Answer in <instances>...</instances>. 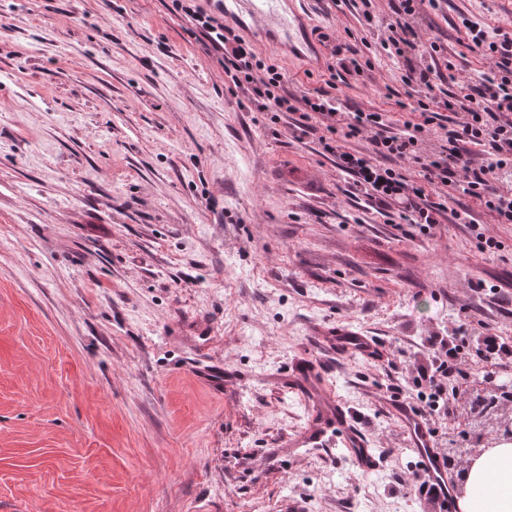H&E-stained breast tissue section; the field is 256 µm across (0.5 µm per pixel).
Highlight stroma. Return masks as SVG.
I'll return each mask as SVG.
<instances>
[{
	"instance_id": "35a3bbf8",
	"label": "stroma",
	"mask_w": 512,
	"mask_h": 512,
	"mask_svg": "<svg viewBox=\"0 0 512 512\" xmlns=\"http://www.w3.org/2000/svg\"><path fill=\"white\" fill-rule=\"evenodd\" d=\"M465 16L512 32V0L412 24L453 59ZM304 17L315 53L253 42L298 95L369 35L351 0ZM370 59L335 95L401 126L420 53ZM241 98L171 0H0V512H419L402 363L314 338L512 342V224L477 212L494 260L460 224L399 237ZM306 169L316 191L289 177ZM325 393L361 413L377 470L335 430L307 442ZM324 338L336 348L337 352L358 353L364 356L380 352L376 341L371 336H365L360 331L350 328H336L331 336H318L317 340Z\"/></svg>"
}]
</instances>
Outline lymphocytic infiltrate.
Masks as SVG:
<instances>
[{
	"instance_id": "obj_1",
	"label": "lymphocytic infiltrate",
	"mask_w": 512,
	"mask_h": 512,
	"mask_svg": "<svg viewBox=\"0 0 512 512\" xmlns=\"http://www.w3.org/2000/svg\"><path fill=\"white\" fill-rule=\"evenodd\" d=\"M175 11L194 21L212 49L220 53L224 81L245 94L257 111L285 116L297 142L315 138L319 152L337 170L350 176L363 208L396 227L431 236L442 223L475 224V208L487 210L497 223L512 224V34L475 21L465 22L466 47L480 51L489 70L468 86L466 94H439L446 48L430 42L428 60L408 66L402 80L423 94L416 118L394 128L386 113L341 108L324 90L300 96L288 94L279 66L262 58L235 30L208 15L195 0H172ZM441 10V0H393L383 50L404 54L416 46L410 23L421 5ZM449 121H442V112ZM437 146H423L425 133ZM364 138L365 148L348 143ZM471 199V206L452 208L454 194ZM414 359L406 361L404 381L413 410L430 425L456 415L469 400L477 377L475 359L512 357V344L484 334L476 344L458 336L431 333L414 342Z\"/></svg>"
}]
</instances>
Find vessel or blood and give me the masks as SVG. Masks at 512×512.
Instances as JSON below:
<instances>
[{
  "label": "vessel or blood",
  "instance_id": "1",
  "mask_svg": "<svg viewBox=\"0 0 512 512\" xmlns=\"http://www.w3.org/2000/svg\"><path fill=\"white\" fill-rule=\"evenodd\" d=\"M223 6L225 14L248 18L251 28L276 46L290 45L297 39L299 14L285 9L282 0H224ZM328 341L344 353L365 356L379 351L372 337L350 328L337 329ZM395 410L406 432V447L413 455L418 470L440 492V512H458L457 500L448 479L447 462L435 448L427 426L408 405L396 404ZM330 411L336 420V434L349 448L357 467L365 471L374 470L378 459L369 448L366 435L341 405H331Z\"/></svg>",
  "mask_w": 512,
  "mask_h": 512
}]
</instances>
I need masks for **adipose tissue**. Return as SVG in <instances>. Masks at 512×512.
<instances>
[{
    "instance_id": "obj_1",
    "label": "adipose tissue",
    "mask_w": 512,
    "mask_h": 512,
    "mask_svg": "<svg viewBox=\"0 0 512 512\" xmlns=\"http://www.w3.org/2000/svg\"><path fill=\"white\" fill-rule=\"evenodd\" d=\"M461 512H512V443L485 449L469 466Z\"/></svg>"
}]
</instances>
